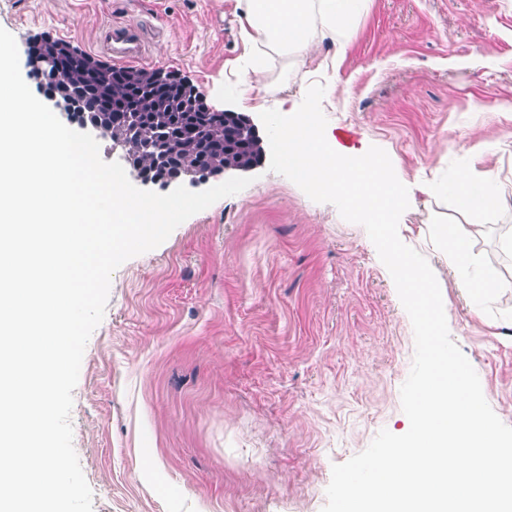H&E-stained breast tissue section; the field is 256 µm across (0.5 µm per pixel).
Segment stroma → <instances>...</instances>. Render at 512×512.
I'll return each mask as SVG.
<instances>
[{
    "instance_id": "35a3bbf8",
    "label": "stroma",
    "mask_w": 512,
    "mask_h": 512,
    "mask_svg": "<svg viewBox=\"0 0 512 512\" xmlns=\"http://www.w3.org/2000/svg\"><path fill=\"white\" fill-rule=\"evenodd\" d=\"M244 0H0L19 52L47 35L111 64L113 20L137 27L141 66L192 84L253 125L325 84L326 133L376 145L408 183L455 159L494 167L512 225V0H367L345 45L312 18L305 59L248 43ZM253 181L113 273L73 391V445L93 512H321L333 465L380 430L404 434L411 320L365 228L268 162ZM406 245L440 285L450 335L512 426V315H476L440 261L438 224L471 220L416 193ZM500 226L472 242L476 271L512 277Z\"/></svg>"
}]
</instances>
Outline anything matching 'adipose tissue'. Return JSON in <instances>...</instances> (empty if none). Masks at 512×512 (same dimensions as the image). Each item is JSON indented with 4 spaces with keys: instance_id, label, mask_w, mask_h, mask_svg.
Returning a JSON list of instances; mask_svg holds the SVG:
<instances>
[{
    "instance_id": "1",
    "label": "adipose tissue",
    "mask_w": 512,
    "mask_h": 512,
    "mask_svg": "<svg viewBox=\"0 0 512 512\" xmlns=\"http://www.w3.org/2000/svg\"><path fill=\"white\" fill-rule=\"evenodd\" d=\"M366 0H245L244 18L241 22L248 43L266 48L280 55L297 59L309 52V19L318 15L338 41L351 35L357 17ZM481 230L473 225L468 232H458L454 227H442L441 232L452 243L445 259L454 267L459 278L457 288L469 304H484L512 291V282L493 274L470 275L474 262L472 239Z\"/></svg>"
}]
</instances>
